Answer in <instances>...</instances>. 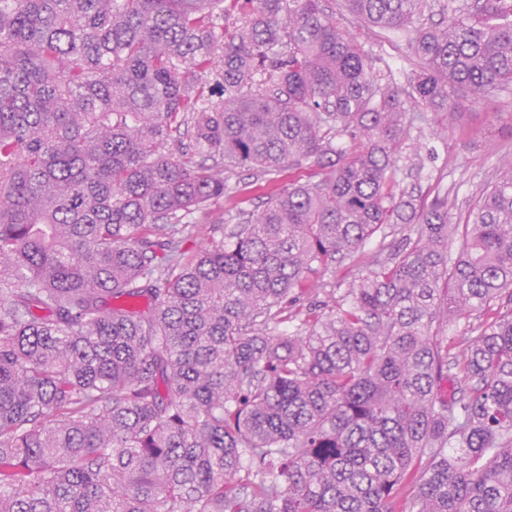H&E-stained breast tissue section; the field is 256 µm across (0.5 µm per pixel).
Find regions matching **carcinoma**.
<instances>
[{
	"label": "carcinoma",
	"instance_id": "obj_1",
	"mask_svg": "<svg viewBox=\"0 0 512 512\" xmlns=\"http://www.w3.org/2000/svg\"><path fill=\"white\" fill-rule=\"evenodd\" d=\"M224 2L0 0V512H512V312L450 332L512 301V163L463 224L393 191L407 101L512 85V0H345L411 29L406 88L328 0ZM236 168L263 209L186 258ZM391 212L416 236L281 331ZM355 266L351 261L332 264L328 269L309 275V285L296 291L288 303V315L312 319L314 315L328 311L342 295L355 277ZM322 285L324 289H322Z\"/></svg>",
	"mask_w": 512,
	"mask_h": 512
}]
</instances>
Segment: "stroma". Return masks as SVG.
<instances>
[{"label": "stroma", "mask_w": 512, "mask_h": 512, "mask_svg": "<svg viewBox=\"0 0 512 512\" xmlns=\"http://www.w3.org/2000/svg\"><path fill=\"white\" fill-rule=\"evenodd\" d=\"M351 31L374 69L391 72L398 85H406L415 69L408 48L409 37L402 31L382 32L364 22L352 24ZM453 114L408 128L399 145L395 194L423 208L437 195L454 198L455 221H465L480 188L497 178L512 163V89L490 96L481 103L469 95H453ZM267 183L254 171L235 169L227 175L223 199L209 213H196L194 249L228 236L242 214L260 210ZM355 277L351 261L332 264L311 275L304 290L289 300V315L313 318L329 310Z\"/></svg>", "instance_id": "stroma-1"}]
</instances>
